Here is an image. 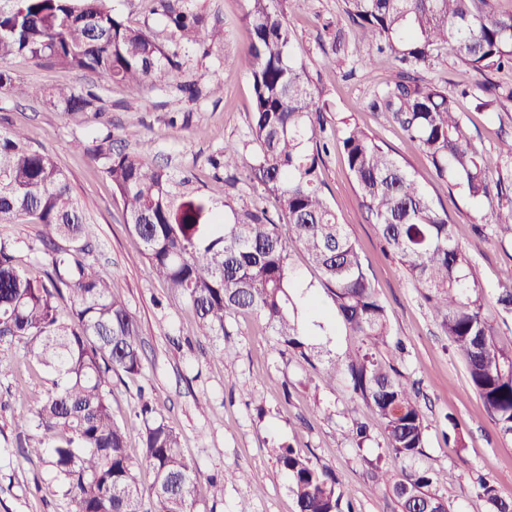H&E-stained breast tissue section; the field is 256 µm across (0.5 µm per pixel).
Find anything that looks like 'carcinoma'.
I'll return each instance as SVG.
<instances>
[{
	"mask_svg": "<svg viewBox=\"0 0 512 512\" xmlns=\"http://www.w3.org/2000/svg\"><path fill=\"white\" fill-rule=\"evenodd\" d=\"M170 42L208 57L215 25L188 0H154ZM250 40L243 52L253 88L250 175L280 203L282 223L226 199L216 203L167 168L101 144L87 148L112 182L128 231L143 245L150 273L184 297L204 336L224 335V320L254 314L277 336L281 351L309 359L312 344L298 322L299 288L289 246L306 252L332 290L343 323L361 346L333 361L325 382L341 373L351 394L373 407L386 447L411 458L424 448L428 425L413 387L398 378L381 349L395 358L386 311L359 252L330 206L322 177L327 143L317 116L330 105L314 96L292 52L281 0H246ZM358 37L401 64L370 108L387 112L416 141L437 177L492 204L493 223L512 228L507 179L491 178L492 158L470 147L454 97L423 85L418 68L451 51L485 75L512 69V11L492 0H347ZM25 54L78 73H98L139 91L177 66V53L134 27L109 0H0V61ZM476 108L495 104V87L478 86ZM99 97L75 88L48 94L64 112H90ZM339 141L367 219L423 297L467 367L471 384L495 424L512 436V349L494 341L498 318L512 317V268L493 310L484 304L468 250L455 238L415 176L384 142L345 122ZM240 148L224 144L211 163L237 165ZM40 226L21 265L15 242L0 238V345L23 341L56 375L54 388L30 412L34 428L19 447L44 455L75 512H194L196 474L179 451L180 436L146 403L141 410L143 456L154 473L139 484L124 430L112 421V374L138 373L139 329L108 280L86 255L94 249L87 220L55 159L27 144L21 130L0 131V224ZM287 473L299 512H341L336 478L297 450L271 448ZM426 470L403 471L392 484L401 512H451ZM477 495L490 512H512V495L482 478Z\"/></svg>",
	"mask_w": 512,
	"mask_h": 512,
	"instance_id": "cac0c4a2",
	"label": "carcinoma"
}]
</instances>
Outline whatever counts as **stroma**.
<instances>
[{"label":"stroma","instance_id":"obj_1","mask_svg":"<svg viewBox=\"0 0 512 512\" xmlns=\"http://www.w3.org/2000/svg\"><path fill=\"white\" fill-rule=\"evenodd\" d=\"M195 2L218 20V52L203 59L190 49L181 50L180 69L138 93L94 73L26 56L0 62L28 91L23 98L0 91V130L23 129L31 146L52 154L67 174L96 239L89 259L111 282L113 293L125 300L139 327L143 366L140 374L113 379L112 417L127 429L140 483L153 480L143 462L136 419L148 401L179 433L181 451L195 469V512H238L244 504L251 512H298L288 477L269 453L273 444L282 442L331 470L343 501L354 512H401L388 480L377 475L384 470L396 477L407 469L429 470L434 490L448 497L454 512H488L476 494V482L489 478L512 493V438L502 436L420 289L384 249L378 226L367 221L341 151L325 159V191L378 290L393 339L405 347L397 368L405 381L417 385L428 424L421 454L396 457L386 448L371 407L352 399L344 379L330 386L323 383L335 357L357 346L359 339L343 324L329 287L302 250L290 248L289 262L320 309L316 315L304 307L299 310L319 349L308 361L281 352L270 329L251 315L226 318L222 336H201L187 301L151 277L141 244L127 230L112 185L87 154V146L111 138L113 149L189 176L214 200L228 195L238 204L264 208L269 216L278 213L275 197L248 177L257 146L250 136L252 85L241 62L248 42L246 2ZM345 8V0H308L304 9L285 12L294 55L313 91L331 105L321 115L327 134H334L346 119L393 149L436 208L447 212L456 239L470 252L486 305L495 306L503 273L512 268V230L491 223L489 203L473 201L462 188L441 181L390 114L369 109L374 95L394 80L396 68L384 57L364 66L368 49L352 35L345 55L332 54L335 27L347 22ZM214 70L222 79V94L192 101L179 91L180 83L202 81ZM418 77L455 95L473 147L496 156L501 139L512 136V70L491 74L501 96L488 111L477 110L473 97L458 95L459 86L476 84L481 77L454 54L419 69ZM59 85L94 89L102 98L101 112L50 107L44 93ZM228 142L243 147L238 169L230 175L210 164ZM0 360L11 365L9 375L0 376V512H74L48 463L18 451L17 416L44 399L53 375L21 343L0 346ZM354 417L372 425L371 438L360 449L351 439ZM451 430L460 433L463 447L445 445L444 434Z\"/></svg>","mask_w":512,"mask_h":512}]
</instances>
